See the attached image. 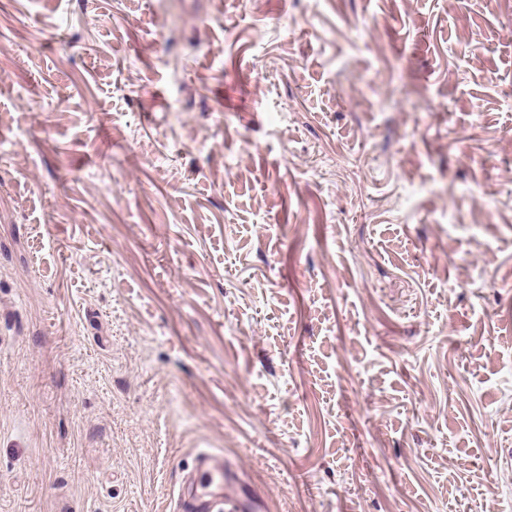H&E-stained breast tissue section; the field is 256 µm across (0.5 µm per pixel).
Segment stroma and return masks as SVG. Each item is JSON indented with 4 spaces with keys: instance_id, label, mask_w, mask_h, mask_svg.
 Instances as JSON below:
<instances>
[{
    "instance_id": "1",
    "label": "stroma",
    "mask_w": 512,
    "mask_h": 512,
    "mask_svg": "<svg viewBox=\"0 0 512 512\" xmlns=\"http://www.w3.org/2000/svg\"><path fill=\"white\" fill-rule=\"evenodd\" d=\"M512 512V0H0V512ZM195 473L185 492L179 484L177 507L173 512H265L262 495L252 488H245L230 497L219 491L228 479L224 469V456L212 452H199L195 456Z\"/></svg>"
}]
</instances>
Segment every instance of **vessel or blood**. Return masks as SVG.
<instances>
[{"label":"vessel or blood","mask_w":512,"mask_h":512,"mask_svg":"<svg viewBox=\"0 0 512 512\" xmlns=\"http://www.w3.org/2000/svg\"><path fill=\"white\" fill-rule=\"evenodd\" d=\"M227 479L223 455L198 453L189 488L179 492L174 512H266L265 501L255 489H244L234 497L224 495L221 488Z\"/></svg>","instance_id":"obj_1"}]
</instances>
